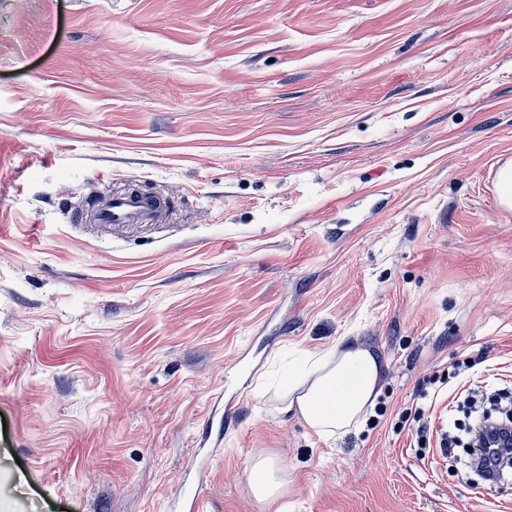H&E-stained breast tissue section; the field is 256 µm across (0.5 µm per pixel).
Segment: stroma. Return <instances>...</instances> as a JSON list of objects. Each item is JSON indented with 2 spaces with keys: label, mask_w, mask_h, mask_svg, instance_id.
Here are the masks:
<instances>
[{
  "label": "stroma",
  "mask_w": 512,
  "mask_h": 512,
  "mask_svg": "<svg viewBox=\"0 0 512 512\" xmlns=\"http://www.w3.org/2000/svg\"><path fill=\"white\" fill-rule=\"evenodd\" d=\"M511 159L512 0H0V512H512L446 409L422 451L274 399L343 340L391 410L512 391ZM130 182L165 223H65ZM250 486L256 497L273 502L277 499V471L268 458H259L250 466Z\"/></svg>",
  "instance_id": "obj_1"
}]
</instances>
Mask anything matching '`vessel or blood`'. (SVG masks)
Listing matches in <instances>:
<instances>
[{"label": "vessel or blood", "mask_w": 512, "mask_h": 512, "mask_svg": "<svg viewBox=\"0 0 512 512\" xmlns=\"http://www.w3.org/2000/svg\"><path fill=\"white\" fill-rule=\"evenodd\" d=\"M170 202L163 195L134 187L104 190L95 199L92 223L99 225L160 224L167 220Z\"/></svg>", "instance_id": "vessel-or-blood-1"}]
</instances>
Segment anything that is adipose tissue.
<instances>
[{"mask_svg":"<svg viewBox=\"0 0 512 512\" xmlns=\"http://www.w3.org/2000/svg\"><path fill=\"white\" fill-rule=\"evenodd\" d=\"M380 363L354 344H336L304 356V365L288 377L278 396L287 411L325 438L358 429L379 393Z\"/></svg>","mask_w":512,"mask_h":512,"instance_id":"1","label":"adipose tissue"}]
</instances>
